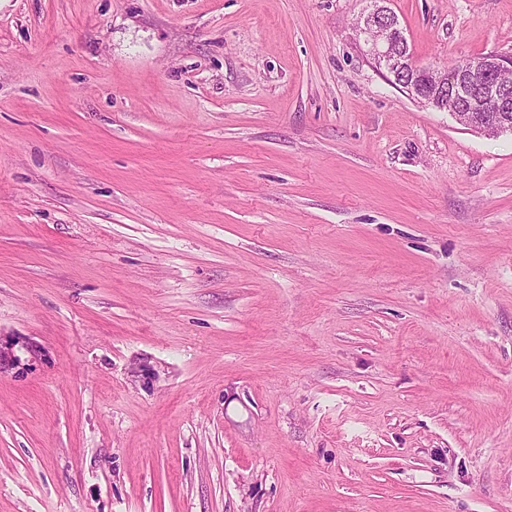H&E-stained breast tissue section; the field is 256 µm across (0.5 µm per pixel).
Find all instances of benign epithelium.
<instances>
[{
  "label": "benign epithelium",
  "mask_w": 512,
  "mask_h": 512,
  "mask_svg": "<svg viewBox=\"0 0 512 512\" xmlns=\"http://www.w3.org/2000/svg\"><path fill=\"white\" fill-rule=\"evenodd\" d=\"M360 33L367 37L369 52L378 66L395 78L410 68L423 74L407 44L393 12L377 6L360 18ZM512 70V55L490 53L480 62H461L448 76L431 88V97L422 102L439 111H449L462 126L487 137L512 132V87L498 75Z\"/></svg>",
  "instance_id": "benign-epithelium-1"
}]
</instances>
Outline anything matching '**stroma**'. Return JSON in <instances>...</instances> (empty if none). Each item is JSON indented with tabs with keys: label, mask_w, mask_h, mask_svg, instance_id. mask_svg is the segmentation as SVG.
<instances>
[{
	"label": "stroma",
	"mask_w": 512,
	"mask_h": 512,
	"mask_svg": "<svg viewBox=\"0 0 512 512\" xmlns=\"http://www.w3.org/2000/svg\"><path fill=\"white\" fill-rule=\"evenodd\" d=\"M415 60L512 0H384ZM374 0H0V512H512V133ZM361 22L362 25H360ZM357 27L360 33L367 37L366 41L370 45L369 52L375 62L393 75L395 80L400 78L399 72H406V67L427 75L429 67L421 66L415 61L397 17L386 7L376 6L364 14ZM374 30H379L380 33L377 36L372 35ZM401 34L406 41L401 39ZM392 45H398L401 54L393 57L390 53Z\"/></svg>",
	"instance_id": "35a3bbf8"
}]
</instances>
